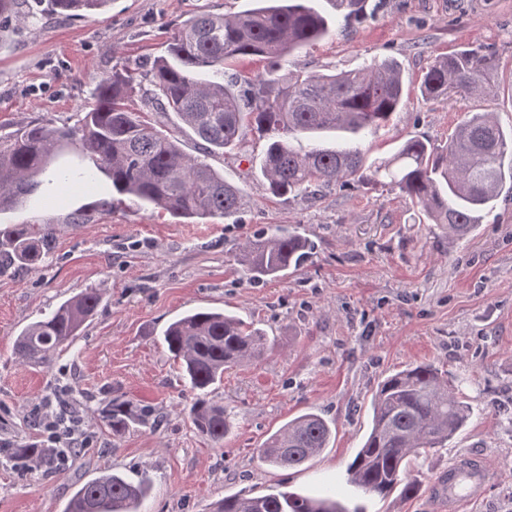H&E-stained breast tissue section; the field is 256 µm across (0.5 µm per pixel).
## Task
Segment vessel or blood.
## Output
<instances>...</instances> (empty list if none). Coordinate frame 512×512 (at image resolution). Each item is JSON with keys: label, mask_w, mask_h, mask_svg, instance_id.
<instances>
[{"label": "vessel or blood", "mask_w": 512, "mask_h": 512, "mask_svg": "<svg viewBox=\"0 0 512 512\" xmlns=\"http://www.w3.org/2000/svg\"><path fill=\"white\" fill-rule=\"evenodd\" d=\"M488 481V468L459 459L437 472L432 486L433 499L443 512H454L459 503L481 497Z\"/></svg>", "instance_id": "b4317fda"}]
</instances>
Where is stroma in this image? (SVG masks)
I'll list each match as a JSON object with an SVG mask.
<instances>
[{"label": "stroma", "instance_id": "1", "mask_svg": "<svg viewBox=\"0 0 512 512\" xmlns=\"http://www.w3.org/2000/svg\"><path fill=\"white\" fill-rule=\"evenodd\" d=\"M17 7L32 19L0 28V132L35 120L78 127L94 76L126 66L141 82L131 108L238 183L246 205L236 224H185L135 199L74 187L0 214L5 224L51 225L55 235L40 265L0 275V512H62L76 484L104 471L149 477L147 512H211L220 498L275 487L358 500L346 468L371 428L376 386L420 363L447 373L473 416L447 447L413 460L423 492L366 499L367 512H433L427 485L463 454L481 458L493 478L457 512H512V200L455 240L395 190L355 184L306 199L272 196L246 160L262 149L254 135L243 151L203 155L190 130L155 112L150 69L185 20L237 12L244 0H112L102 12L59 17L45 15L43 0ZM464 46L496 51L494 96L421 98L433 59ZM374 57L399 62L409 94L405 109L363 140L369 158L389 157L411 137L445 144L467 112L489 110L512 126V0H386L356 32L332 33L288 67L353 69ZM275 224L308 238L311 257L287 277L250 280L237 247ZM91 288L102 303L52 367L20 364L21 330ZM198 307L253 322L272 343L261 361L225 371L212 392L235 423L220 448L192 425L191 395L160 341L172 319ZM49 397L78 415L84 443L63 470L32 473L13 454L39 445ZM116 397L148 406L155 426L114 437L102 413ZM310 410L333 428L328 448L299 467L265 465L258 450L268 435Z\"/></svg>", "mask_w": 512, "mask_h": 512}]
</instances>
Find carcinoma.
<instances>
[{
    "label": "carcinoma",
    "mask_w": 512,
    "mask_h": 512,
    "mask_svg": "<svg viewBox=\"0 0 512 512\" xmlns=\"http://www.w3.org/2000/svg\"><path fill=\"white\" fill-rule=\"evenodd\" d=\"M109 0H48L47 13L96 11ZM318 0H248L233 15L197 14L186 20L154 61L150 76L157 110L171 113L202 141L206 153L239 150L243 131L265 140L259 170L276 197H307L315 188L353 183L389 186L420 208L431 224L464 238L475 230L501 197L512 199V128L504 129L493 112H467L437 148L424 138L404 141L392 158L367 161L361 142L405 108L402 70L393 58L375 59L351 70L329 73L290 71L281 75L295 52L329 36L332 27L355 30L376 14L370 0H327L330 16ZM236 57H258L264 72L224 78V64ZM495 51L457 50L436 57L423 74L419 91L426 100L494 94ZM136 76L130 69L101 75L91 103L84 108L80 136L68 128L33 121L0 136V214L22 206L54 172L56 185L98 184L102 173L112 191L129 196L175 218L196 223L221 217L238 223L243 190L181 144L136 116L128 106ZM308 136L318 143L298 151L291 140ZM93 167L53 164L70 150ZM52 228L40 224H0V274L35 266L52 248ZM311 243L296 231L275 227L239 246L238 262L248 278L279 279L303 265ZM101 296L84 291L27 325L14 341V353L26 363L48 365L57 350L81 333ZM163 341L179 362L191 394L188 417L198 433L224 445L233 419L211 398L224 371L261 359L268 350L265 332L222 310L199 309L169 323ZM372 426L348 469L359 492L387 496L400 489L409 498L422 490L412 477L413 458L448 442L469 420L470 406L430 364L409 366L386 377L374 393ZM112 435L150 425L151 411L131 400L112 399L104 412ZM321 415H298L270 434L259 454L272 468L299 467L320 455L332 438ZM53 449H16L30 471L50 463ZM151 483L118 473L78 485L64 512H142ZM211 512H365L332 498L288 491L235 495L214 503Z\"/></svg>",
    "instance_id": "1"
}]
</instances>
